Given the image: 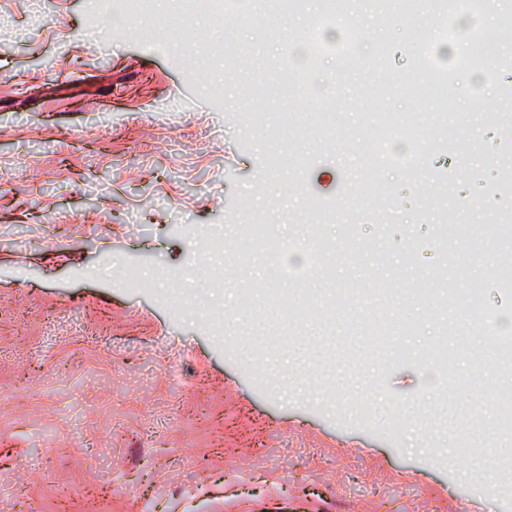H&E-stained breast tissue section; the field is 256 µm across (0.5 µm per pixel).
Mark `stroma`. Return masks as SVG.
<instances>
[{
    "label": "stroma",
    "instance_id": "35a3bbf8",
    "mask_svg": "<svg viewBox=\"0 0 512 512\" xmlns=\"http://www.w3.org/2000/svg\"><path fill=\"white\" fill-rule=\"evenodd\" d=\"M323 10L305 0L198 17L177 48L87 27V0H0V482L16 512H512V425L477 370L484 312L512 319L489 234L512 225V41L462 75L487 0L433 56L447 124L412 90L427 0H354L299 91L275 59ZM235 67L263 101L226 79ZM375 98L419 120L413 168L377 149ZM286 112L276 141H244ZM327 220L302 224L306 200ZM445 224L474 239L441 240ZM260 233H253V226ZM138 273L125 279L126 270ZM479 308L436 304L439 281ZM408 321L387 346L377 322ZM456 359L434 384L439 337ZM494 452L486 479L464 481Z\"/></svg>",
    "mask_w": 512,
    "mask_h": 512
}]
</instances>
